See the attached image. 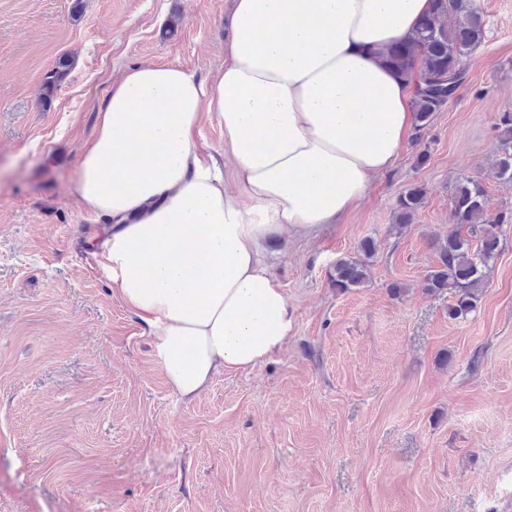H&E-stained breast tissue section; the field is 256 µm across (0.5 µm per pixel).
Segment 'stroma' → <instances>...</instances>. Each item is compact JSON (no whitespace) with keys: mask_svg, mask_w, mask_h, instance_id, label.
Wrapping results in <instances>:
<instances>
[{"mask_svg":"<svg viewBox=\"0 0 512 512\" xmlns=\"http://www.w3.org/2000/svg\"><path fill=\"white\" fill-rule=\"evenodd\" d=\"M73 3L0 0V512H512V182L493 169L512 0H473L484 33L464 84L360 204L271 244L287 348L190 401L113 294L95 257L105 224L73 182L129 68L207 80L223 65L232 0ZM62 55L70 72L43 104ZM463 176L509 229L476 311L452 320L424 278ZM414 186L423 204L394 232ZM367 237L368 282L337 291L332 264Z\"/></svg>","mask_w":512,"mask_h":512,"instance_id":"stroma-1","label":"stroma"}]
</instances>
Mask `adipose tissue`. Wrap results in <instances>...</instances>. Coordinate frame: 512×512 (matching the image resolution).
Wrapping results in <instances>:
<instances>
[{"label":"adipose tissue","instance_id":"1","mask_svg":"<svg viewBox=\"0 0 512 512\" xmlns=\"http://www.w3.org/2000/svg\"><path fill=\"white\" fill-rule=\"evenodd\" d=\"M430 0H234L224 65L207 81L140 64L116 84L82 153L75 193L110 224L97 254L143 320L172 389L281 352L294 312L265 260L291 232L336 223L392 167L411 126L410 84L380 59ZM216 119L224 164L192 132Z\"/></svg>","mask_w":512,"mask_h":512}]
</instances>
